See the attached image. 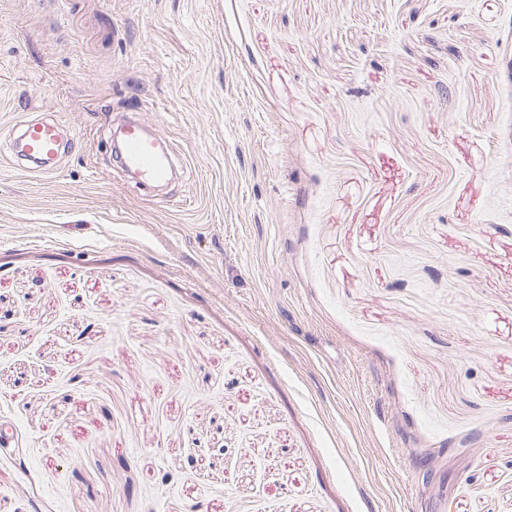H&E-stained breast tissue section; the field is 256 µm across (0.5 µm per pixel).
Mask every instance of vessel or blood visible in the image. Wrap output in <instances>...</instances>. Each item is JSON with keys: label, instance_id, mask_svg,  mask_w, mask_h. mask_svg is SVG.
Wrapping results in <instances>:
<instances>
[{"label": "vessel or blood", "instance_id": "vessel-or-blood-1", "mask_svg": "<svg viewBox=\"0 0 512 512\" xmlns=\"http://www.w3.org/2000/svg\"><path fill=\"white\" fill-rule=\"evenodd\" d=\"M61 127V120L53 116L41 120L23 118L9 126L0 140L22 171L49 176L56 173L61 161ZM113 150L136 186L149 190L168 180L174 152L145 130L139 116L124 123Z\"/></svg>", "mask_w": 512, "mask_h": 512}]
</instances>
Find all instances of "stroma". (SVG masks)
Returning <instances> with one entry per match:
<instances>
[{
	"label": "stroma",
	"instance_id": "stroma-1",
	"mask_svg": "<svg viewBox=\"0 0 512 512\" xmlns=\"http://www.w3.org/2000/svg\"><path fill=\"white\" fill-rule=\"evenodd\" d=\"M52 110L55 175L0 145V512H512V0H0V128ZM113 150L119 157L123 169L128 172L135 185L150 190L169 179L173 157L180 161L183 173L187 167L164 142L149 134L137 113H133L122 126L113 141Z\"/></svg>",
	"mask_w": 512,
	"mask_h": 512
}]
</instances>
